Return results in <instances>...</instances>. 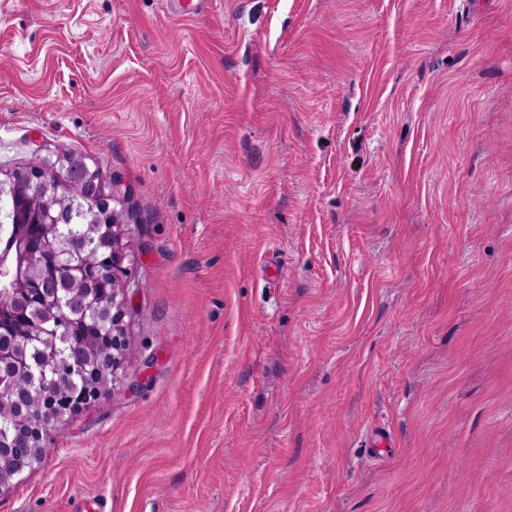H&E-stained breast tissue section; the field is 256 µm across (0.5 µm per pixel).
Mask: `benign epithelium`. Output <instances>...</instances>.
Masks as SVG:
<instances>
[{
  "instance_id": "7a95c632",
  "label": "benign epithelium",
  "mask_w": 512,
  "mask_h": 512,
  "mask_svg": "<svg viewBox=\"0 0 512 512\" xmlns=\"http://www.w3.org/2000/svg\"><path fill=\"white\" fill-rule=\"evenodd\" d=\"M132 194L131 186L104 178L88 157L65 152L39 165L16 166L0 178L1 197L18 195L23 206H36L44 218L37 243L25 245L16 262L6 266L14 276L10 291L15 297L14 313L33 326L35 335L49 341L69 334L66 322L82 319L86 308L98 313L97 325L88 331L87 339L59 366L60 374L78 381V388L56 402L49 417L30 416L11 433H0V468L10 471V475L0 478V493L40 461L50 429L64 428L73 415L96 401L113 383L124 347L126 290L131 281L130 269L124 266V212L114 204ZM77 200L88 203L94 213L89 220L95 231L94 261L73 267L72 297L64 309L52 292L54 285L48 279H39L36 271L46 255L67 250V242L56 232V212L71 208ZM99 352L109 357L107 373L95 363ZM0 365H10L20 372L28 369L27 360L12 346H0ZM39 404L38 393L26 390L13 393L9 407L20 415Z\"/></svg>"
}]
</instances>
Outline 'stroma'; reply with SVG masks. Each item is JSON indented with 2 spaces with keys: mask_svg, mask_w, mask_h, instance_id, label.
Returning a JSON list of instances; mask_svg holds the SVG:
<instances>
[{
  "mask_svg": "<svg viewBox=\"0 0 512 512\" xmlns=\"http://www.w3.org/2000/svg\"><path fill=\"white\" fill-rule=\"evenodd\" d=\"M60 150L125 348L0 512H512V0H0V166Z\"/></svg>",
  "mask_w": 512,
  "mask_h": 512,
  "instance_id": "1",
  "label": "stroma"
}]
</instances>
